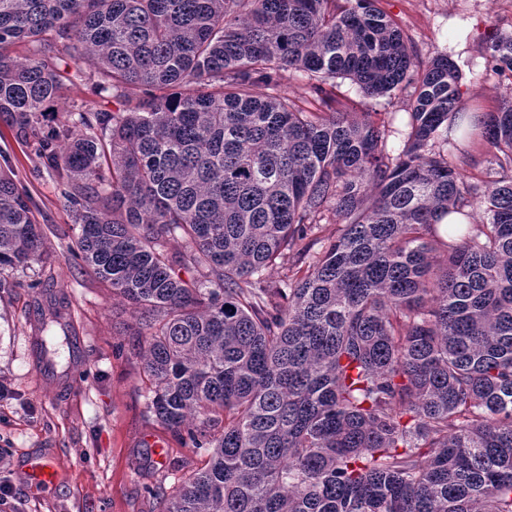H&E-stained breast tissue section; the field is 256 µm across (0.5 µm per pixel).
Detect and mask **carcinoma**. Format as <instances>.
<instances>
[{
	"label": "carcinoma",
	"mask_w": 512,
	"mask_h": 512,
	"mask_svg": "<svg viewBox=\"0 0 512 512\" xmlns=\"http://www.w3.org/2000/svg\"><path fill=\"white\" fill-rule=\"evenodd\" d=\"M375 2L0 0V120L66 180L74 257L139 312L148 411L208 457L163 512H512V96L459 131L458 65ZM60 44L143 97L43 124L75 78ZM486 53L512 81V33ZM338 78L407 100L404 129L326 111ZM42 248L0 170V270Z\"/></svg>",
	"instance_id": "carcinoma-1"
}]
</instances>
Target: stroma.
<instances>
[{
  "label": "stroma",
  "mask_w": 512,
  "mask_h": 512,
  "mask_svg": "<svg viewBox=\"0 0 512 512\" xmlns=\"http://www.w3.org/2000/svg\"><path fill=\"white\" fill-rule=\"evenodd\" d=\"M403 29L415 55L444 54L462 71V99L469 111H496L506 82L492 70L485 47L493 33L512 31V0H380ZM61 67L75 72L49 114L115 111L119 103L94 91L90 60L60 51ZM0 168L12 171L35 204L43 228L46 262L5 270L0 290V512H160L159 492L172 491L202 467L146 411L149 381L137 333V312L81 262L73 259L76 232L61 181L32 143L0 122ZM67 298L65 327L44 332L56 377L38 373L33 327L39 310ZM82 366L70 378L73 366ZM166 450V464L156 460ZM47 449L61 472L50 493L30 491L16 474L19 457ZM189 457L190 469L171 459Z\"/></svg>",
  "instance_id": "35a3bbf8"
}]
</instances>
